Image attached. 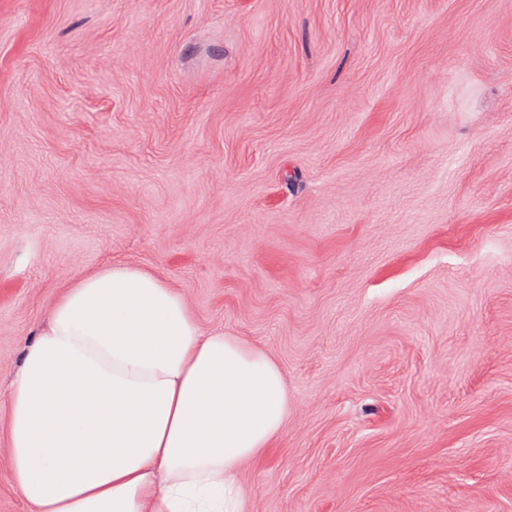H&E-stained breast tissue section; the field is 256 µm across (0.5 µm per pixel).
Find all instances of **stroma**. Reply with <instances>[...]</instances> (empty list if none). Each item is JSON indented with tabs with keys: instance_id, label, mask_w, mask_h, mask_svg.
I'll list each match as a JSON object with an SVG mask.
<instances>
[{
	"instance_id": "obj_1",
	"label": "stroma",
	"mask_w": 512,
	"mask_h": 512,
	"mask_svg": "<svg viewBox=\"0 0 512 512\" xmlns=\"http://www.w3.org/2000/svg\"><path fill=\"white\" fill-rule=\"evenodd\" d=\"M114 263L285 374L252 512H512V0H0V512Z\"/></svg>"
}]
</instances>
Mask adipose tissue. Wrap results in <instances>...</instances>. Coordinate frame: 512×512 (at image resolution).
<instances>
[{"mask_svg":"<svg viewBox=\"0 0 512 512\" xmlns=\"http://www.w3.org/2000/svg\"><path fill=\"white\" fill-rule=\"evenodd\" d=\"M8 454L28 512H251L240 468L288 419L279 365L205 332L159 275L74 277L26 344Z\"/></svg>","mask_w":512,"mask_h":512,"instance_id":"adipose-tissue-1","label":"adipose tissue"}]
</instances>
